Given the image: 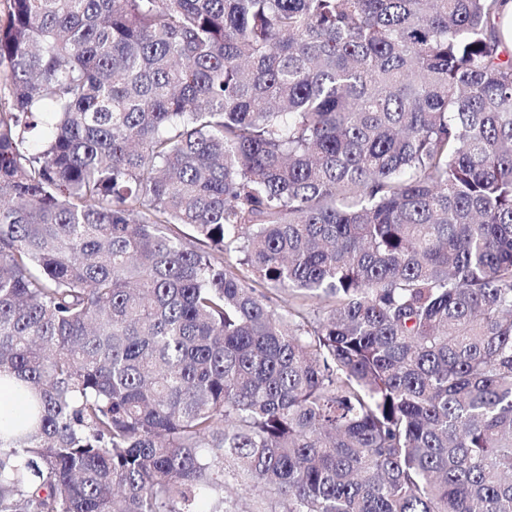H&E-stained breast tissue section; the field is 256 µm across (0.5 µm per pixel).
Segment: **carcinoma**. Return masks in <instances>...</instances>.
<instances>
[{"label":"carcinoma","mask_w":512,"mask_h":512,"mask_svg":"<svg viewBox=\"0 0 512 512\" xmlns=\"http://www.w3.org/2000/svg\"><path fill=\"white\" fill-rule=\"evenodd\" d=\"M503 2L0 0V512H512ZM26 412L25 399L11 388L0 385V426L19 424L25 419Z\"/></svg>","instance_id":"1"}]
</instances>
